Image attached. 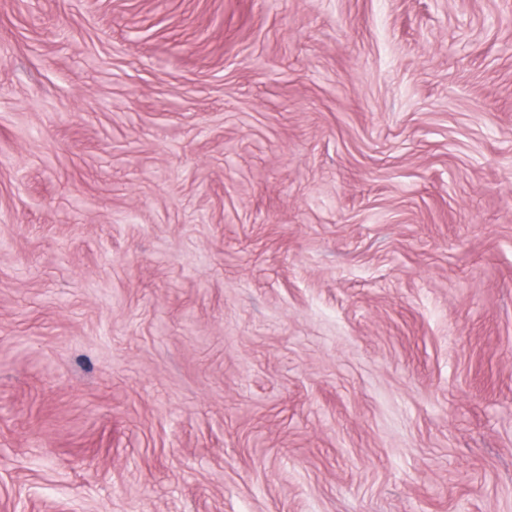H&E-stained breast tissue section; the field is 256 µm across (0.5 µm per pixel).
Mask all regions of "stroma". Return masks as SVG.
<instances>
[{
    "label": "stroma",
    "mask_w": 512,
    "mask_h": 512,
    "mask_svg": "<svg viewBox=\"0 0 512 512\" xmlns=\"http://www.w3.org/2000/svg\"><path fill=\"white\" fill-rule=\"evenodd\" d=\"M0 512H512V0H0Z\"/></svg>",
    "instance_id": "obj_1"
}]
</instances>
